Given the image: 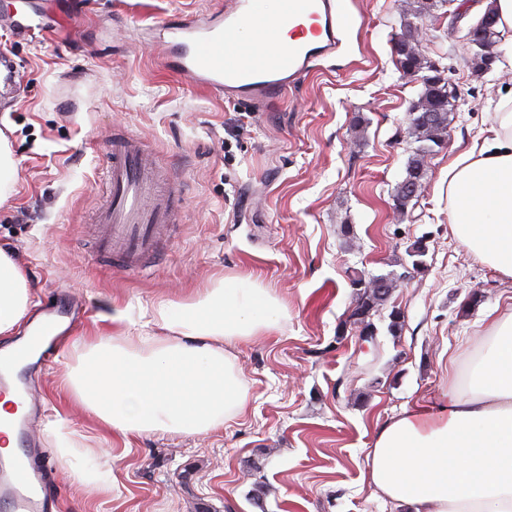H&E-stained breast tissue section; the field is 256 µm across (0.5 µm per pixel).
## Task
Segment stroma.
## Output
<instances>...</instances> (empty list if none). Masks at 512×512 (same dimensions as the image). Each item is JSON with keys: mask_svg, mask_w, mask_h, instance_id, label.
Returning <instances> with one entry per match:
<instances>
[{"mask_svg": "<svg viewBox=\"0 0 512 512\" xmlns=\"http://www.w3.org/2000/svg\"><path fill=\"white\" fill-rule=\"evenodd\" d=\"M214 0H0V133L16 176L0 189V246L12 250L34 305L72 318L50 368L27 365L43 407L33 431L54 460L57 512H404L367 477L375 425L447 393L484 338L488 309L512 282L471 256L448 224V158L486 128L512 73L469 62V27L455 0L417 21L419 50L452 84L442 149L406 210L392 195L413 148L407 113L419 79L403 75L393 39L415 0H341L343 50L266 107L233 103L165 70L152 44L175 14ZM140 139L176 182L179 211L153 267L127 273L92 247L114 135ZM351 225L350 237L340 233ZM425 239L422 268L406 251ZM394 273L396 334L360 347L348 309L354 275ZM271 289L288 315L269 335L230 346L249 390L245 410L200 435L151 434L131 446L105 432L62 386L72 342L120 335L113 315L143 323L152 307L189 302L223 279ZM481 295L470 306L471 294ZM64 419L111 488L84 489L58 459L48 422Z\"/></svg>", "mask_w": 512, "mask_h": 512, "instance_id": "1", "label": "stroma"}]
</instances>
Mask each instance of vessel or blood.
Here are the masks:
<instances>
[{"instance_id":"b4317fda","label":"vessel or blood","mask_w":512,"mask_h":512,"mask_svg":"<svg viewBox=\"0 0 512 512\" xmlns=\"http://www.w3.org/2000/svg\"><path fill=\"white\" fill-rule=\"evenodd\" d=\"M285 10L262 18L253 0H230L202 16L162 24L154 46L168 71L229 101L266 103L343 46L345 19L337 0H286ZM106 200L97 253L126 272H143L168 237L175 190L134 137L113 140L106 160ZM0 388L16 389L29 411L12 428L29 441L30 413L38 404L18 376L0 373ZM0 498L9 512H54L46 466L27 458L0 461Z\"/></svg>"}]
</instances>
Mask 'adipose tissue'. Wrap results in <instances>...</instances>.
Listing matches in <instances>:
<instances>
[{
    "label": "adipose tissue",
    "mask_w": 512,
    "mask_h": 512,
    "mask_svg": "<svg viewBox=\"0 0 512 512\" xmlns=\"http://www.w3.org/2000/svg\"><path fill=\"white\" fill-rule=\"evenodd\" d=\"M447 177L453 234L512 279V96L498 100L484 138L449 159ZM32 301L22 269L0 247V336L19 332ZM286 315L257 281L227 279L197 300L154 307L160 335L116 336L79 353L64 387L125 440L208 433L248 401L225 344L269 333ZM49 430L79 485L111 483L61 421ZM368 477L408 512H512V300L487 313L463 382L376 429Z\"/></svg>",
    "instance_id": "obj_1"
}]
</instances>
